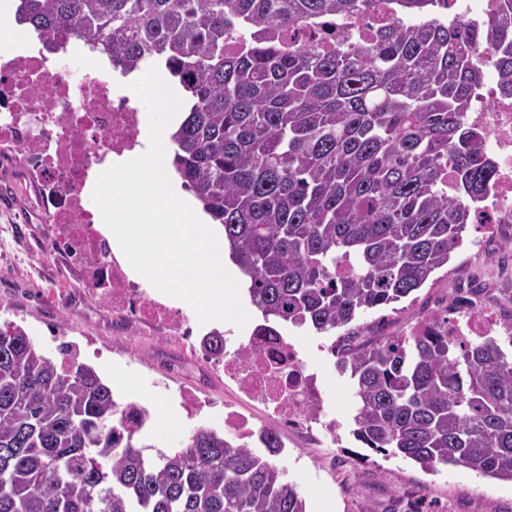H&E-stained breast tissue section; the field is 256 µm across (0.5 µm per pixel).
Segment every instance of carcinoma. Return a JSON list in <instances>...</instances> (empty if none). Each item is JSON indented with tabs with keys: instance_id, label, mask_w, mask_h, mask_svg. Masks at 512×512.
Segmentation results:
<instances>
[{
	"instance_id": "1",
	"label": "carcinoma",
	"mask_w": 512,
	"mask_h": 512,
	"mask_svg": "<svg viewBox=\"0 0 512 512\" xmlns=\"http://www.w3.org/2000/svg\"><path fill=\"white\" fill-rule=\"evenodd\" d=\"M373 2L19 0L16 17L49 50L77 41L124 74L153 62L190 93L175 172L224 226L265 323L343 331L330 352L363 445L512 483V353L492 336L451 340L444 311L365 342L353 326L448 266L495 183L466 111L485 48L512 96V0L465 38L436 18L439 0H398L411 23L366 43L281 46L287 29ZM245 30L250 47L226 48ZM150 424L95 368L0 324V512H306L274 429L265 455L211 428L166 452Z\"/></svg>"
}]
</instances>
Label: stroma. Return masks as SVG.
<instances>
[{
  "label": "stroma",
  "instance_id": "stroma-1",
  "mask_svg": "<svg viewBox=\"0 0 512 512\" xmlns=\"http://www.w3.org/2000/svg\"><path fill=\"white\" fill-rule=\"evenodd\" d=\"M23 164L19 157L13 167L0 168V323L21 324L51 357L67 343L80 362L95 369L121 366L122 386L146 405L172 399L178 386L203 383L200 361L178 354L174 366H165L161 355L170 347L168 340L114 333L104 301L86 293L70 295L80 273L51 251L45 217L36 206L41 187L26 178ZM464 282L480 288L502 313L512 312V224L487 235L469 226L447 267L413 297L360 317L362 335L402 333L425 314L455 308L457 288ZM285 332L299 339L302 359L324 390L323 419L336 421L343 436L337 445L289 437L278 458L299 483L307 512H317L323 494L334 500L335 512H405L409 503L428 512H512L510 482L460 467L432 472L412 460L364 448L352 435L353 382L338 371L327 349L330 337L290 325Z\"/></svg>",
  "mask_w": 512,
  "mask_h": 512
}]
</instances>
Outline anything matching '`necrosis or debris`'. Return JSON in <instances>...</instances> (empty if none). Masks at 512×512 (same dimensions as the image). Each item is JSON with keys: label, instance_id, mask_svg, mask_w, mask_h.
I'll list each match as a JSON object with an SVG mask.
<instances>
[{"label": "necrosis or debris", "instance_id": "necrosis-or-debris-1", "mask_svg": "<svg viewBox=\"0 0 512 512\" xmlns=\"http://www.w3.org/2000/svg\"><path fill=\"white\" fill-rule=\"evenodd\" d=\"M394 0H381L364 15L341 16L317 25L290 30V41L317 33L321 45H353L365 41L381 20L397 18ZM67 44L50 53L0 52V163L26 153L33 169L44 177V198L38 207L57 227L54 249L84 268L89 293L112 311V326L120 332L186 340L192 335L178 310L151 297L132 279L125 263L95 227V215L84 192L89 173L108 156L139 147L140 111L121 94L110 78L81 66L70 71ZM478 65L483 80L467 119L487 134L485 150L497 166V179L473 221L494 227L512 224V96L503 95L496 77V57L484 51ZM458 319L449 335L467 340L476 336H511L512 325L496 306L462 290ZM208 376L224 379V429L244 441L266 428L309 435L320 430L336 436L332 423L316 410L322 390L307 372L298 342L276 327L225 342L220 357L199 350Z\"/></svg>", "mask_w": 512, "mask_h": 512}]
</instances>
